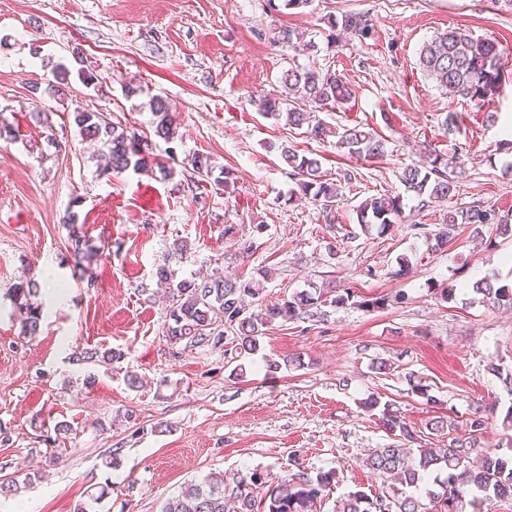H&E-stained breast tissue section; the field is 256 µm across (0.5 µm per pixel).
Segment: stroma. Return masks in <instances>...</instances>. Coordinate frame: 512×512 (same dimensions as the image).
Instances as JSON below:
<instances>
[{"instance_id": "stroma-1", "label": "stroma", "mask_w": 512, "mask_h": 512, "mask_svg": "<svg viewBox=\"0 0 512 512\" xmlns=\"http://www.w3.org/2000/svg\"><path fill=\"white\" fill-rule=\"evenodd\" d=\"M369 15L372 38L326 46L329 15ZM304 31L315 57L275 43L274 28ZM461 28L505 49V77L489 103L446 95L418 65L422 44ZM40 54H32V45ZM72 72L66 95L48 93L53 65ZM331 69L355 95L319 112L331 128L360 124L387 141L382 158L338 151L335 137L313 140L268 119L255 98L281 93L292 65ZM94 74L84 86L79 72ZM138 88L128 96V88ZM167 97L179 136L152 138L154 154L173 171L103 175L99 145L83 140L71 114L85 108L138 131H150L149 96ZM457 123L445 125L448 113ZM19 129L0 140V473L23 482L0 498V512H159L161 502L213 473L236 479L253 471L285 479L336 471L323 503L361 490L382 491L364 465L393 443L361 403L392 402L419 430V446H443L426 431L447 417L453 436L472 415L485 421L482 451L512 456V310L483 302L470 286L484 277L512 283V237L491 227L457 225L446 247L432 237L448 212L473 205L512 210V5L505 0H312L302 11L270 0H0V122ZM317 156L340 187L335 223L296 197V179L278 145ZM437 150L452 162L454 197L428 206L399 175ZM210 158L229 171L230 188L201 182L184 159ZM400 196L404 219L386 233L361 228L357 209L376 194ZM84 224L97 256L75 267L68 213ZM236 225L234 239L225 225ZM189 251L173 263L176 279L204 271L250 277L266 268L265 298L275 301L309 283L352 288L353 303L319 306L306 319L276 321L261 355L245 367L223 347L186 349L165 332V301L154 272L174 240ZM408 256L407 275L396 259ZM35 278L43 319L22 337L10 298L14 284ZM455 291L443 301L442 289ZM385 298L384 307L362 308ZM124 351L122 363L84 364L72 352ZM300 357L270 371L266 359ZM389 371L374 370L376 362ZM139 378L130 387L127 371ZM428 387L427 395L412 390ZM139 415L129 429L126 408ZM63 422L65 449L47 457L42 436ZM119 449L106 466L107 449Z\"/></svg>"}]
</instances>
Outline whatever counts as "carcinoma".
Returning a JSON list of instances; mask_svg holds the SVG:
<instances>
[{"label": "carcinoma", "instance_id": "obj_1", "mask_svg": "<svg viewBox=\"0 0 512 512\" xmlns=\"http://www.w3.org/2000/svg\"><path fill=\"white\" fill-rule=\"evenodd\" d=\"M328 24L327 45L332 48L341 44L345 33L362 41L374 32L371 20L357 13L331 15ZM273 39L309 55L318 52L314 41L303 42L298 31L289 26L275 28ZM503 55L504 51L493 42L452 28L424 42L418 61L422 71L439 88L461 98L484 102L500 86ZM52 75L48 89L56 95L64 92L68 69L59 63ZM281 83L284 94L259 98L257 110L267 118L285 119L291 128H304L306 134L315 139L328 136V129L314 119V113L344 105L355 95L341 75L316 66H291L282 73ZM148 106L154 136L166 143L173 142L176 124L168 99L154 95ZM74 121L83 136L101 141L106 148L105 172L121 174L130 169L136 172L155 167L165 178L172 175L170 168L156 161L147 136L109 121L101 112L84 110L76 113ZM336 147L359 158H380L385 153V141L359 125L343 127L337 133ZM279 155L297 178L300 197L318 204L327 223H335L339 187L323 179L319 159L301 155L286 146L279 148ZM400 181L425 205L446 200L456 192L455 181L448 175V160L438 153L423 165L404 168ZM358 219L364 225H377L378 234H385L402 220L400 197L385 193L365 199L359 206ZM68 224L73 227L71 248L75 264L81 267L85 262L91 263L96 253L87 246L86 236L76 229V216H71ZM446 224L450 227L493 224L498 234L512 235V214L501 215L482 205L448 212ZM155 277L168 286L171 295L165 320L170 340L191 349L216 347L224 344L229 332L233 338L232 352L241 359L260 351L261 339L275 321L302 318L310 314L312 308L325 304L344 305L352 297L348 288L315 286L276 302H265L266 270L247 279L209 276L176 282L169 266L164 264L156 268ZM473 291L495 307L512 309V286H496L489 280H480L473 285ZM39 293V284L34 279L22 280L13 288L24 336L39 332L42 321ZM123 359V352L110 348H85L72 353V360L79 364L116 363ZM362 406L368 412L380 410L382 426L398 439L368 456L365 465L382 479H394L400 486L391 484L389 491L373 499L362 491L351 492L336 512H381L382 498L392 504L390 512H465L468 505L473 507L486 500L512 498V459L486 455L477 468L466 464L469 455L478 448L482 435L483 420L479 417L470 419L468 437H455L448 442V447L437 451L421 448L416 455L409 444L418 440V431L393 409V404L370 396ZM335 484L334 471H320L313 476L300 470L289 480L276 481L271 475L256 470L239 478L232 487L225 483L224 475L214 474L167 498L160 512H321L325 492ZM424 498L428 503L422 502Z\"/></svg>", "mask_w": 512, "mask_h": 512}]
</instances>
